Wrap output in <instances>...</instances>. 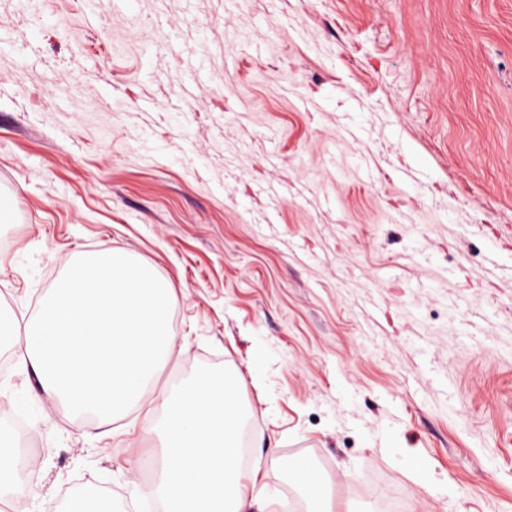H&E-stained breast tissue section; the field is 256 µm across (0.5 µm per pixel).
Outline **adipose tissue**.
Masks as SVG:
<instances>
[{
    "label": "adipose tissue",
    "mask_w": 512,
    "mask_h": 512,
    "mask_svg": "<svg viewBox=\"0 0 512 512\" xmlns=\"http://www.w3.org/2000/svg\"><path fill=\"white\" fill-rule=\"evenodd\" d=\"M170 303L169 288L124 255L85 260L70 267L16 349L41 371L46 397L72 413L108 420L140 407L156 416L160 465L149 493L165 512H253L267 462L242 469L241 402L208 378L159 403L145 398L174 349Z\"/></svg>",
    "instance_id": "obj_1"
}]
</instances>
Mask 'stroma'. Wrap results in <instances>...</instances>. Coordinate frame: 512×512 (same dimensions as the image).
Returning a JSON list of instances; mask_svg holds the SVG:
<instances>
[{"label":"stroma","mask_w":512,"mask_h":512,"mask_svg":"<svg viewBox=\"0 0 512 512\" xmlns=\"http://www.w3.org/2000/svg\"><path fill=\"white\" fill-rule=\"evenodd\" d=\"M0 0V310L32 329L69 264L121 251L171 288L151 396L234 374L266 512H512V0ZM210 80L169 106L186 67ZM261 60L225 58L240 39ZM154 111H139L141 100ZM356 127L361 137L341 139ZM277 184L279 197L265 187ZM36 464L0 512H153L155 420H82L23 357L0 427ZM425 460L422 470L411 459Z\"/></svg>","instance_id":"stroma-1"}]
</instances>
